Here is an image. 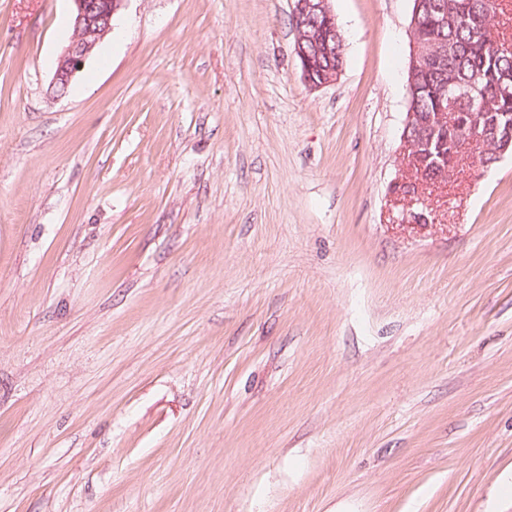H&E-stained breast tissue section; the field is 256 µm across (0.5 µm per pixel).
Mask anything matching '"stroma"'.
<instances>
[{
    "mask_svg": "<svg viewBox=\"0 0 512 512\" xmlns=\"http://www.w3.org/2000/svg\"><path fill=\"white\" fill-rule=\"evenodd\" d=\"M0 0V512H512V155L404 224L413 0ZM74 35L64 48L53 76L52 88L60 95L82 71L98 44L114 29V21L127 0H71ZM329 2V0H293L294 52L300 63L302 77L312 89L336 82L342 71V68L338 67L343 65V51L336 53V40H339L338 32L340 31ZM332 46L335 47L336 55L333 54L330 58L321 57L322 54L329 56ZM320 57L323 69L330 66H336L337 69L329 68L316 75Z\"/></svg>",
    "mask_w": 512,
    "mask_h": 512,
    "instance_id": "obj_1",
    "label": "stroma"
}]
</instances>
